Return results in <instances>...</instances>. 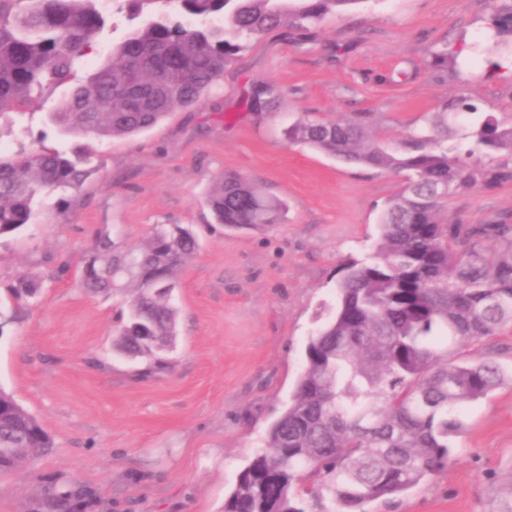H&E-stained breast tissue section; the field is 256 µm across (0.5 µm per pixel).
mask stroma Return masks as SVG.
<instances>
[{
    "mask_svg": "<svg viewBox=\"0 0 512 512\" xmlns=\"http://www.w3.org/2000/svg\"><path fill=\"white\" fill-rule=\"evenodd\" d=\"M487 0H365L296 40L275 30L226 67L193 106L131 139L96 143L95 173L66 201L0 238V388L42 425L52 446L0 476V512H67L51 498L78 491L74 512H222L239 473L288 406L310 337L332 316L345 264L370 254L380 214L403 175L348 164L284 131L295 118L369 116L379 144L399 148L444 102L465 101L454 125L493 117L512 129V76L490 74L482 34ZM472 45L456 71L429 65L440 45ZM271 81L275 111H245L251 83ZM48 89L27 110V132L0 133L12 153L58 146L44 114L65 95ZM236 173L287 212L264 229L214 223V178ZM448 218L512 224V183L449 199ZM157 224L191 228L200 249L177 274L176 347L163 369L113 347L118 297L77 280L96 237L142 245ZM36 299L8 302L18 276ZM452 461L434 480L368 512H507L512 507V382L466 404Z\"/></svg>",
    "mask_w": 512,
    "mask_h": 512,
    "instance_id": "1",
    "label": "stroma"
}]
</instances>
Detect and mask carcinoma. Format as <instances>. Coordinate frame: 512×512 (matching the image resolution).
<instances>
[{"label": "carcinoma", "instance_id": "carcinoma-1", "mask_svg": "<svg viewBox=\"0 0 512 512\" xmlns=\"http://www.w3.org/2000/svg\"><path fill=\"white\" fill-rule=\"evenodd\" d=\"M122 2L138 24L75 83L107 24L98 0H0V118L22 117L19 108L46 87L67 85L65 99L45 113L61 141L133 138L196 103L250 42L285 25L307 31L366 0ZM498 2L489 0L486 39L500 56L491 66L504 71L512 58V4ZM168 9L197 24L172 21ZM466 49L450 52L444 44L432 64L454 65ZM280 97L277 85L256 81L245 109L270 112ZM448 120L445 104L433 129L408 133L398 152L366 143L364 113L304 116L285 130L292 144L407 177L385 205L375 250L344 267L335 313L309 339L288 408L240 472L224 512H364L369 502H392L448 465L462 406L505 379L492 360L466 358L462 349L512 325V224L448 221L442 213L461 190L512 182V160L495 156L512 152V131L486 118L461 134L473 166L443 145L455 134ZM92 160L79 144L0 152V236L42 213L45 192L78 189ZM206 203L216 223L235 228L277 224L286 212L283 200L235 174L220 175ZM197 250L193 232L179 225L157 224L142 246L122 253L109 237H97L94 262L104 274H82L79 285L92 295L127 296L113 340L117 352L159 364L173 348L172 292ZM37 288L35 277L23 275L11 295L20 301ZM0 401L13 403L0 419L4 475L40 456L49 439L13 396L0 390Z\"/></svg>", "mask_w": 512, "mask_h": 512}]
</instances>
